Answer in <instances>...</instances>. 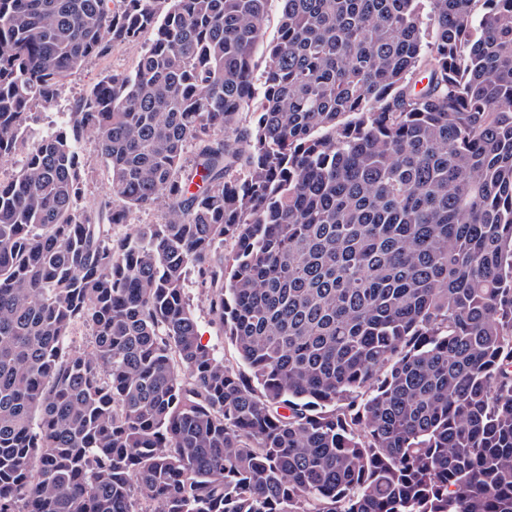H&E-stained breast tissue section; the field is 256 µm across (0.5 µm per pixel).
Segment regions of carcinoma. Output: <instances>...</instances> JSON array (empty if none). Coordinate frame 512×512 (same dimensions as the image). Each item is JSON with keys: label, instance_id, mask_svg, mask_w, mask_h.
I'll return each mask as SVG.
<instances>
[{"label": "carcinoma", "instance_id": "cac0c4a2", "mask_svg": "<svg viewBox=\"0 0 512 512\" xmlns=\"http://www.w3.org/2000/svg\"><path fill=\"white\" fill-rule=\"evenodd\" d=\"M282 2L0 0V512H512V0ZM152 39L153 34L148 32L134 45L118 47L105 57L92 59L61 87L55 102L50 105L36 102L32 112H36L37 120L32 125L29 143L63 126L69 118V112L74 111L78 100L89 92L105 73L112 72V70H132L142 50ZM80 154L85 165V187L83 204L95 208L99 203L112 195V186L107 180L104 166L97 156L93 143L83 142ZM187 296L196 316L203 341L212 345L218 355L224 357V361L233 364L235 367L238 366L242 371L247 372V366L239 359L235 347L224 337L218 321L210 312L206 296L201 294L197 288H194L190 280Z\"/></svg>", "mask_w": 512, "mask_h": 512}]
</instances>
